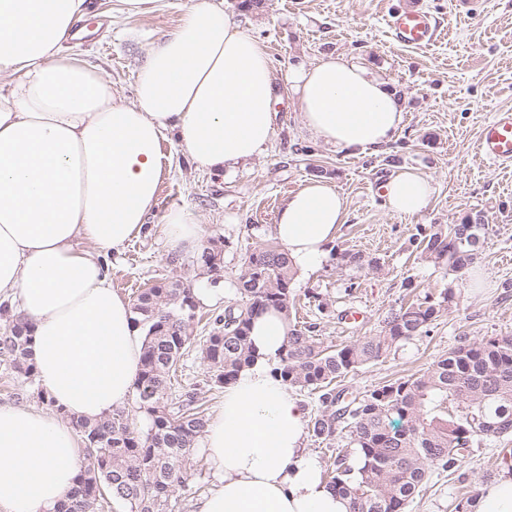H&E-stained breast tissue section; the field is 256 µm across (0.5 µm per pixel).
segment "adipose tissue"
<instances>
[{
  "label": "adipose tissue",
  "instance_id": "adipose-tissue-1",
  "mask_svg": "<svg viewBox=\"0 0 512 512\" xmlns=\"http://www.w3.org/2000/svg\"><path fill=\"white\" fill-rule=\"evenodd\" d=\"M85 0H0V303L32 324L31 360L48 399L94 421L127 407L144 332L100 257L120 253L157 204L168 137L200 171L221 173L264 154L274 96L266 48L216 0H194L180 26L154 43L131 104L64 49ZM307 131L339 151L376 150L402 122L388 84L343 56L289 68ZM433 192L409 168L385 185L390 210L421 214ZM345 210L334 186L291 192L271 231L293 265L323 261ZM174 247L201 252L197 216L171 210ZM286 315L255 316L256 350L225 388L202 450L217 478L197 512H348L303 448L305 411L273 373ZM73 427L29 405L0 404V512H55L81 471Z\"/></svg>",
  "mask_w": 512,
  "mask_h": 512
}]
</instances>
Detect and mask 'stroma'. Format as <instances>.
I'll use <instances>...</instances> for the list:
<instances>
[{
    "mask_svg": "<svg viewBox=\"0 0 512 512\" xmlns=\"http://www.w3.org/2000/svg\"><path fill=\"white\" fill-rule=\"evenodd\" d=\"M192 0H160L154 10L127 15L115 0H86L91 36L66 42L68 51L102 68L122 103L135 97L137 73L153 43L174 31ZM407 0H222L224 9L266 47L274 81V135L262 156L233 174L194 169L174 142L163 144L171 159L158 188V204L143 229L118 257L103 260L113 288L132 299L158 282L181 277L190 288H211L212 300L198 302L197 314L209 317L237 306L238 277L249 251L270 240V226L286 196L321 167L346 200L343 222L329 254L318 266L297 270L292 295L301 322L314 325L322 346L346 344L374 333L406 301L405 281L439 294L452 288L451 308L429 335L401 346L385 360L350 374L342 386L353 393L426 370L461 337L512 335V167L481 160L476 144L484 122L512 108V0H480L473 15L457 14L453 0H416L442 23L431 43L406 47L391 40L389 16ZM345 55L364 63L396 90L403 122L379 152L339 153L304 128L299 105L285 75L295 62L314 64ZM424 172L435 192L419 215L389 211L375 189L400 167ZM194 209L204 241L223 239L224 264L212 274L195 255L170 248L163 216L169 209ZM483 219L486 240L475 263L485 282L471 294L467 273L418 258L410 239L420 224L450 225ZM377 259L375 272L342 267L345 251ZM363 321L348 322L352 310ZM210 367L197 350L184 353L176 382L197 387L209 411L224 393L208 389ZM512 439L473 445L454 473H433L406 512H454L457 497L495 479L505 465L503 450ZM198 469L176 493L177 512L195 504L215 484L202 449H194Z\"/></svg>",
    "mask_w": 512,
    "mask_h": 512,
    "instance_id": "1",
    "label": "stroma"
}]
</instances>
